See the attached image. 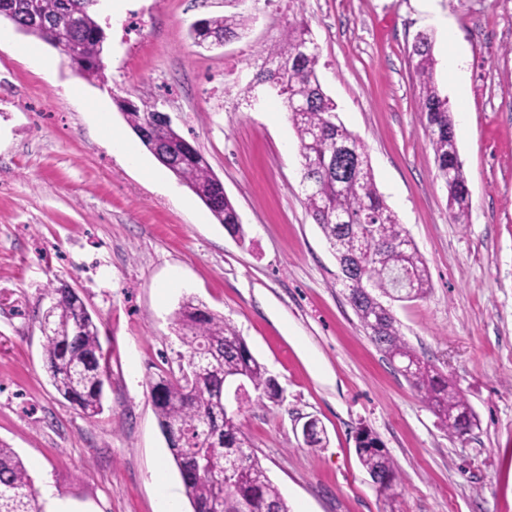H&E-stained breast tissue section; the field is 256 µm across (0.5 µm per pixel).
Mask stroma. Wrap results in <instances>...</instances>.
<instances>
[{
    "instance_id": "35a3bbf8",
    "label": "stroma",
    "mask_w": 512,
    "mask_h": 512,
    "mask_svg": "<svg viewBox=\"0 0 512 512\" xmlns=\"http://www.w3.org/2000/svg\"><path fill=\"white\" fill-rule=\"evenodd\" d=\"M224 0H101L104 81L75 74L50 45L18 56L26 34L0 31V441L26 465L41 512H160L157 470L181 491L149 383L184 346L175 313L195 297L223 314L277 380L279 402L241 419L290 512H512V0H251L247 36L206 49L191 22ZM304 15L318 75L363 143L376 186L422 255L431 287L391 304L406 341L467 398L477 428L448 436L367 336L336 257L309 216L295 130L255 63ZM432 41L435 80L455 120L470 195L465 223L448 193L420 112L410 62ZM467 58L464 84L447 36ZM168 113L208 159L243 224H219L145 147L125 162L98 126L137 137L113 103ZM67 284L100 324L112 376L88 416L52 386L41 319L49 285ZM326 438L308 447L309 419ZM369 427L403 484L385 500L355 454ZM179 512H192L188 496Z\"/></svg>"
}]
</instances>
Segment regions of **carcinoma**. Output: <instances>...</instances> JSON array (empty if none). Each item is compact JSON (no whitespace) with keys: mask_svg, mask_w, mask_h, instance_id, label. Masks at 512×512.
Wrapping results in <instances>:
<instances>
[{"mask_svg":"<svg viewBox=\"0 0 512 512\" xmlns=\"http://www.w3.org/2000/svg\"><path fill=\"white\" fill-rule=\"evenodd\" d=\"M0 17L19 31L35 35L55 48L72 45L79 55V76L104 81L103 52L107 35L92 10L70 16L81 0H0ZM239 0H224L234 11L200 21L192 32L199 46L217 39L239 38L252 16L238 10ZM255 76L259 84L274 86L295 129L304 182L306 208L322 229L338 261L347 264L349 301L371 341L390 360L406 366V378L429 405L451 437H463L477 426L476 415L448 376L422 360L400 333L396 319L382 298L411 301L430 288L425 261L406 230L379 193L361 142L338 119L335 102L324 92L317 74L319 48L311 38L308 22H288L284 37L262 49ZM411 58L419 80L420 112L432 143L438 177L448 191V206L456 222L469 208V190L458 159L456 135L448 105L434 78L432 42L422 36ZM303 101V109L293 105ZM115 104L129 128L156 159L207 206L226 229L243 234L240 216L224 193L207 158L167 123L152 105L146 109L126 98ZM344 143L358 153L349 173L339 176L333 161ZM409 281L399 290L397 276ZM54 299L45 313L44 361L57 393L84 413L101 410L105 382L111 377L109 356L103 352L99 328L79 294L62 284L48 291ZM179 338L186 347L179 359L188 362L199 349L207 350L199 372L189 383L167 376L151 382V397L162 430H192L205 419L213 434L193 441L190 448L170 451L186 488L193 512H290L278 487L267 475L251 447L240 418L242 410H224L219 394L224 378L244 376L256 402L280 399V388L264 364L251 353L246 341L224 316L199 301L184 300L176 313ZM356 454L362 468L377 485L380 495H397L402 480L394 460L379 438L361 427L355 435ZM231 487L223 494L224 473ZM36 492L26 466L17 453L0 442V512H39Z\"/></svg>","mask_w":512,"mask_h":512,"instance_id":"carcinoma-1","label":"carcinoma"}]
</instances>
